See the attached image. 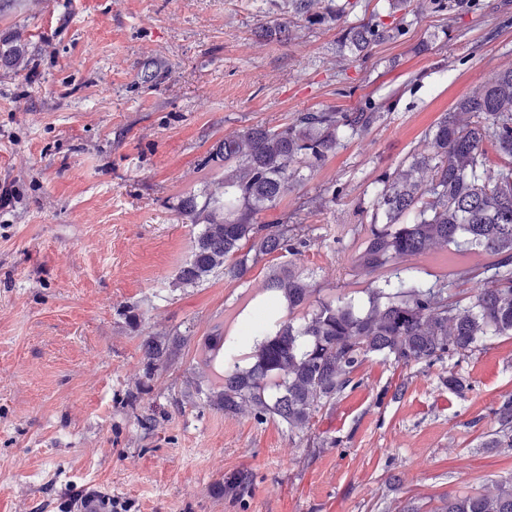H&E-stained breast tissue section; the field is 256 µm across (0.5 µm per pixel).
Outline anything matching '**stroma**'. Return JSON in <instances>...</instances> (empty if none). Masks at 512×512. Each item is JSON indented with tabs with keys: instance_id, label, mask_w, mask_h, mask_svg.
<instances>
[{
	"instance_id": "obj_1",
	"label": "stroma",
	"mask_w": 512,
	"mask_h": 512,
	"mask_svg": "<svg viewBox=\"0 0 512 512\" xmlns=\"http://www.w3.org/2000/svg\"><path fill=\"white\" fill-rule=\"evenodd\" d=\"M404 26L364 60L288 0H0V38L20 37L30 58L0 68V512H72L84 490L132 512H388L395 500L435 512L442 495L512 474L511 449L478 445L512 393V338L431 366L367 361L298 436L200 393L203 337L287 317L263 289L266 265L173 285L199 231L176 205L218 174L205 162L217 142L391 96L260 217L322 196L306 217L315 243L294 263L314 287L355 290L351 229L376 179L512 63V0H452ZM177 334L179 356L146 376L144 339ZM452 371L471 390L451 393ZM237 470L252 486L230 498Z\"/></svg>"
}]
</instances>
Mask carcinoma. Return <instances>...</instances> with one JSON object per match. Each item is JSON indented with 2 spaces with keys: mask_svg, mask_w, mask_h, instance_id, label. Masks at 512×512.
I'll list each match as a JSON object with an SVG mask.
<instances>
[{
  "mask_svg": "<svg viewBox=\"0 0 512 512\" xmlns=\"http://www.w3.org/2000/svg\"><path fill=\"white\" fill-rule=\"evenodd\" d=\"M319 2L289 0L288 6L312 25L336 27L340 47L362 58L402 35L383 18L412 2L422 13L448 9L445 0H385L387 8L353 23L351 0L314 9ZM24 63L20 44L0 43V66ZM385 107L368 100L352 112H299L283 125L248 127L210 153L209 160L224 167L217 188L179 199L176 210L200 231L175 287H197L217 272L238 280L267 257L280 261L266 289L286 304L288 317L251 328L244 358L235 341L224 347V374L206 392L208 405L224 416L272 418L303 434L321 411L358 385L357 372L368 360L431 365L512 337V64L441 117L429 133L428 153L412 155L408 169L376 180L365 208L372 212L371 223L354 230L359 245L352 272L368 281L363 297L321 298L320 289L288 267V258L315 242L301 218V212H312V201L270 223L258 222L261 212L288 195L302 170L314 171L344 140L369 131ZM488 143L503 158L495 169ZM437 244L488 261L472 266L460 260L435 274L413 263ZM466 283L476 289L463 304L453 299L452 289ZM183 344L181 336L147 337L146 374L170 363ZM492 415L486 447L512 449V394ZM251 483L250 472H233L224 478V493L239 496ZM435 512H512V475L450 493Z\"/></svg>",
  "mask_w": 512,
  "mask_h": 512,
  "instance_id": "obj_1",
  "label": "carcinoma"
}]
</instances>
